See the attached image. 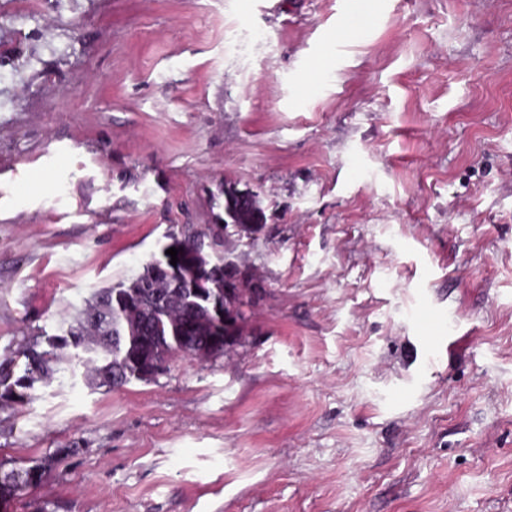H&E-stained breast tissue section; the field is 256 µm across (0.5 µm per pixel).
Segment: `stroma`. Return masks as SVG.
I'll return each instance as SVG.
<instances>
[{"label":"stroma","instance_id":"1","mask_svg":"<svg viewBox=\"0 0 512 512\" xmlns=\"http://www.w3.org/2000/svg\"><path fill=\"white\" fill-rule=\"evenodd\" d=\"M255 200L231 358L0 408L8 512H512V0H0V356ZM46 474V466L41 462H35L30 466L11 465L0 462V501H11L21 496L28 488L39 484ZM15 486L16 490L10 494L9 487Z\"/></svg>","mask_w":512,"mask_h":512}]
</instances>
